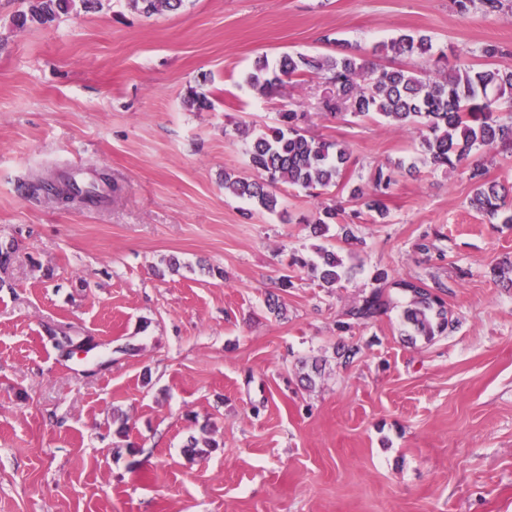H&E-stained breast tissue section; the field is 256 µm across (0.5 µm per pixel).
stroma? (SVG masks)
Masks as SVG:
<instances>
[{
    "instance_id": "stroma-1",
    "label": "stroma",
    "mask_w": 512,
    "mask_h": 512,
    "mask_svg": "<svg viewBox=\"0 0 512 512\" xmlns=\"http://www.w3.org/2000/svg\"><path fill=\"white\" fill-rule=\"evenodd\" d=\"M26 8L0 0V512H512V284L493 274L512 263V224L485 223L418 137L319 112L317 75L272 95L243 81L262 56L342 40L370 58L401 30L431 36L446 71L462 54L480 65L486 44L512 49V11L189 0L147 17L100 0L14 26ZM192 89L209 108L186 106ZM298 107L310 135L348 145L352 181L416 164L385 197L386 223L353 225L361 267L331 290L290 264L338 243L339 225H306L320 199L284 184L269 213L224 190L225 173H252L240 128ZM102 172L96 207L30 189ZM379 269L448 284L447 335L409 341L400 298L338 335ZM283 275L279 317L266 299ZM63 335L93 348L66 356ZM343 343L357 349L347 365ZM192 436L217 446L188 460Z\"/></svg>"
}]
</instances>
